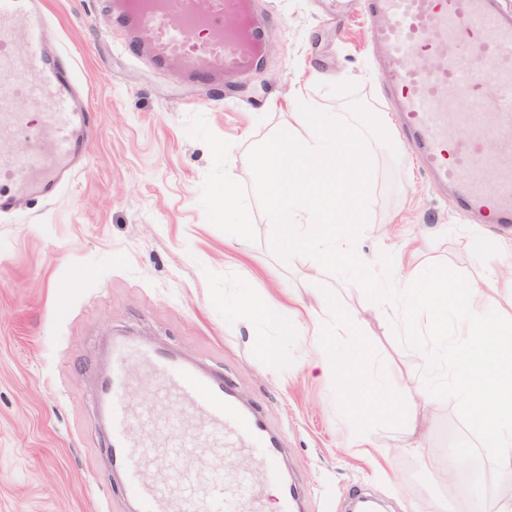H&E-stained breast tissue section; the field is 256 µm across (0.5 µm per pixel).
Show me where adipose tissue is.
<instances>
[{
    "label": "adipose tissue",
    "instance_id": "obj_1",
    "mask_svg": "<svg viewBox=\"0 0 512 512\" xmlns=\"http://www.w3.org/2000/svg\"><path fill=\"white\" fill-rule=\"evenodd\" d=\"M391 256L408 324L416 328L424 322L433 335L444 336L449 322H456L463 343L449 354L455 392L467 407L472 431L496 449L499 466L512 471V267L489 279L452 285L447 271L424 279L413 270L410 255L395 249ZM304 311L310 321L312 364L333 373L350 414L365 422L377 410L409 417L393 392L377 389L369 370L337 356L336 328L349 322V313H331L319 295Z\"/></svg>",
    "mask_w": 512,
    "mask_h": 512
}]
</instances>
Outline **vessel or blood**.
Here are the masks:
<instances>
[{
    "instance_id": "1",
    "label": "vessel or blood",
    "mask_w": 512,
    "mask_h": 512,
    "mask_svg": "<svg viewBox=\"0 0 512 512\" xmlns=\"http://www.w3.org/2000/svg\"><path fill=\"white\" fill-rule=\"evenodd\" d=\"M363 9L376 20L371 37L402 131L415 142L422 166L481 223L511 224L512 19L495 0H363ZM119 10L130 54L149 53L192 80L232 83L253 69L261 51L256 28L236 30L250 13V0H121ZM44 24L43 0H0V48L8 34L23 32L22 96L43 101L49 120L44 147L0 157V212L21 197H53L62 175L74 173L85 153L89 109L76 96L70 66L45 49ZM195 26L208 29V37L189 40L186 31ZM451 43L461 46L460 54H447ZM489 86L495 121L487 125L481 109ZM18 99L0 95V131L27 133ZM462 126L468 138L459 137ZM489 140L495 153L484 148ZM112 359L99 380L100 411L110 433L109 459L138 512H241L245 504L263 512L250 466H241L232 483L223 479L228 454L275 468L279 449L263 417L240 410L223 377L167 347L121 338L112 345ZM134 361L145 364L180 406L161 456L141 438L150 415L131 416L122 407L127 366ZM203 443L216 450L205 462L195 454ZM152 459L168 478L145 481L143 467ZM202 467L212 473L203 489L194 479Z\"/></svg>"
}]
</instances>
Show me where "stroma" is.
I'll return each instance as SVG.
<instances>
[{"instance_id": "35a3bbf8", "label": "stroma", "mask_w": 512, "mask_h": 512, "mask_svg": "<svg viewBox=\"0 0 512 512\" xmlns=\"http://www.w3.org/2000/svg\"><path fill=\"white\" fill-rule=\"evenodd\" d=\"M266 27L264 64L237 91L187 85L128 54L105 0H45L44 37L71 66L91 108L88 149L74 178L50 199L0 214V512H133L107 461L97 419V382L112 342L129 336L168 347L231 383L277 437L279 468L253 469L260 492L293 482L300 512H348L362 494L383 512H491L512 473L470 428L465 404L447 391L427 407L420 447L384 413L352 418L336 381L308 368L306 337L281 340L291 366L266 375L256 337L276 336L247 299L311 291L358 309L359 335H339L341 357L357 358L393 389L396 372L417 378L435 344L408 338L394 311L379 313L350 280L314 260L279 261L271 223L252 193L247 153L287 126L288 98L351 123L373 165L369 220L357 251L375 262L391 235L425 238L418 274L437 267L460 282L512 265L472 255L476 235L512 241V225L481 224L459 211L420 165L391 112L387 77L360 0H253ZM237 177L224 198V174ZM127 413L150 411L146 441L161 444L176 402L162 386L126 389ZM378 448L382 457L367 456ZM458 473L455 490L442 476Z\"/></svg>"}]
</instances>
